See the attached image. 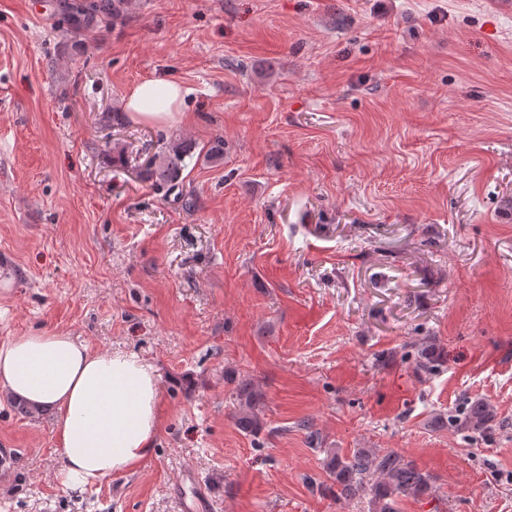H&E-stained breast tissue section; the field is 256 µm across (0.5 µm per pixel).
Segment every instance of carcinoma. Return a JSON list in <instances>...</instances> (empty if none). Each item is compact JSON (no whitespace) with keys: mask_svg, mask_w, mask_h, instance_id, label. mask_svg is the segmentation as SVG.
Here are the masks:
<instances>
[{"mask_svg":"<svg viewBox=\"0 0 512 512\" xmlns=\"http://www.w3.org/2000/svg\"><path fill=\"white\" fill-rule=\"evenodd\" d=\"M67 21L76 32L89 30L102 20L119 13L116 0H73L65 4ZM192 149L191 142L176 140L166 150L149 160L144 175L154 186L173 189L179 186L182 162ZM237 424L246 433L255 435L263 428L260 406L263 394L250 381H243L236 390ZM491 410L488 404L477 402L469 407L465 421L474 429L482 428ZM327 468L334 476L338 495L344 499L370 497L372 512H398V500L420 497L431 489V476L416 463L393 452L381 454L370 448H358L349 456L331 454Z\"/></svg>","mask_w":512,"mask_h":512,"instance_id":"carcinoma-1","label":"carcinoma"}]
</instances>
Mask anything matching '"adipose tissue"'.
I'll return each instance as SVG.
<instances>
[{
    "label": "adipose tissue",
    "mask_w": 512,
    "mask_h": 512,
    "mask_svg": "<svg viewBox=\"0 0 512 512\" xmlns=\"http://www.w3.org/2000/svg\"><path fill=\"white\" fill-rule=\"evenodd\" d=\"M184 96L178 82L153 79L134 86L124 107L164 124L181 114ZM160 396L152 365L137 355L93 351L61 332L0 342V399L56 415L62 487H90L142 462L158 431Z\"/></svg>",
    "instance_id": "ef3b65f1"
}]
</instances>
